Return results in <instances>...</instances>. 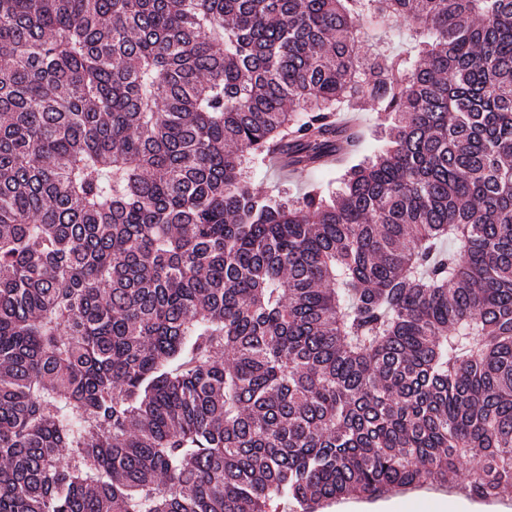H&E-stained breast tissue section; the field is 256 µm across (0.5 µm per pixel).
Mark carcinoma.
Listing matches in <instances>:
<instances>
[{
  "mask_svg": "<svg viewBox=\"0 0 512 512\" xmlns=\"http://www.w3.org/2000/svg\"><path fill=\"white\" fill-rule=\"evenodd\" d=\"M274 151L340 188L254 192ZM469 457L512 485V0H0V512H322ZM389 28H372L367 30L363 50H367L370 44L385 42L391 49L398 50L407 47L410 38L403 22H393ZM377 114L373 110L370 103L361 102L358 110L354 112H341V120L354 119L359 126L360 140L358 149L361 151L369 150V152L377 150L381 142L377 135Z\"/></svg>",
  "mask_w": 512,
  "mask_h": 512,
  "instance_id": "1",
  "label": "carcinoma"
}]
</instances>
